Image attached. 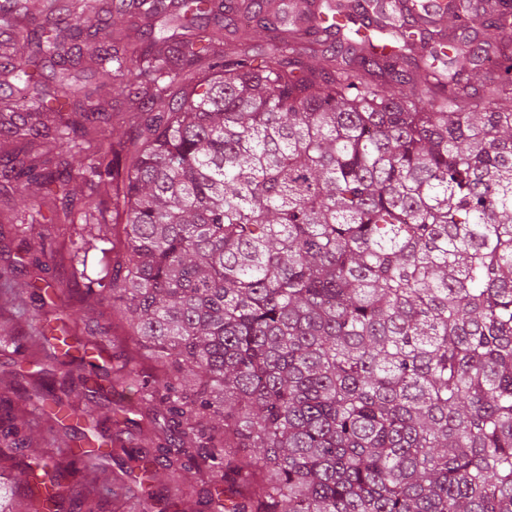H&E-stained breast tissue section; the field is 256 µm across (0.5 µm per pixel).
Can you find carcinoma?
I'll return each mask as SVG.
<instances>
[{
    "label": "carcinoma",
    "instance_id": "obj_1",
    "mask_svg": "<svg viewBox=\"0 0 512 512\" xmlns=\"http://www.w3.org/2000/svg\"><path fill=\"white\" fill-rule=\"evenodd\" d=\"M236 0L274 33L257 52L224 0H180L187 35L155 30L167 0H108L146 20L138 40L92 24L94 0L0 7V180L51 186L54 206L121 225L74 249L84 304L108 300L162 359L139 379L151 481L205 479L215 512H512V0ZM493 31L479 36L476 26ZM95 44L92 89L69 47ZM51 64L52 89L35 78ZM131 135L99 127L113 84ZM63 381L96 364L65 350ZM0 427V476L31 448L27 417L72 418L53 385ZM98 449L38 458L0 512H98L63 482Z\"/></svg>",
    "mask_w": 512,
    "mask_h": 512
}]
</instances>
